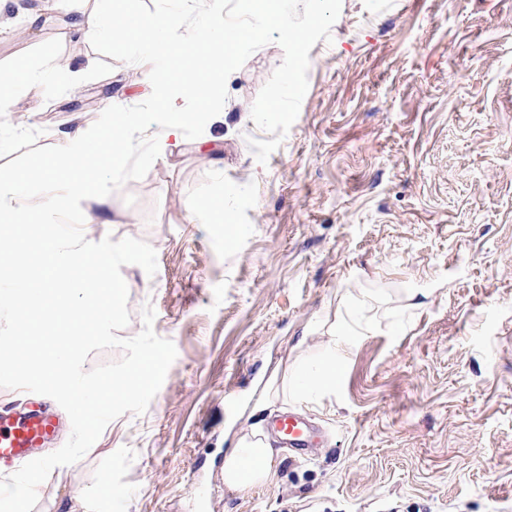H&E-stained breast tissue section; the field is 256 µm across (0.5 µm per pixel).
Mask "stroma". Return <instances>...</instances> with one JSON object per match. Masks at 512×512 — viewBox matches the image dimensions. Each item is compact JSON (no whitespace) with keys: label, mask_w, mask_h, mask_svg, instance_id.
Here are the masks:
<instances>
[{"label":"stroma","mask_w":512,"mask_h":512,"mask_svg":"<svg viewBox=\"0 0 512 512\" xmlns=\"http://www.w3.org/2000/svg\"><path fill=\"white\" fill-rule=\"evenodd\" d=\"M46 6L0 0V64L38 73L12 94L0 165L152 92L149 65L52 15L30 27ZM309 57L266 163L251 109L284 59L275 42L228 77L201 136L169 142L108 203L82 201L99 217L86 239L157 253L155 276L121 268L119 337L152 305L177 357L147 410L55 468L32 512H512V0H341ZM213 200L225 223L193 213ZM340 322L364 328L335 385L303 390L297 367L325 357ZM289 409L319 448L275 446L271 481L227 490L226 451Z\"/></svg>","instance_id":"stroma-1"}]
</instances>
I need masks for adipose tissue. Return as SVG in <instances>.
<instances>
[{
	"label": "adipose tissue",
	"mask_w": 512,
	"mask_h": 512,
	"mask_svg": "<svg viewBox=\"0 0 512 512\" xmlns=\"http://www.w3.org/2000/svg\"><path fill=\"white\" fill-rule=\"evenodd\" d=\"M69 33L89 41L105 39L123 46L131 38L146 40L156 55L175 59L158 82L159 111L169 109L170 100L182 98L194 106L193 113L170 118L163 123L161 138H169L175 130L193 119L194 113L210 111L215 98L211 78L196 66L201 43H208L216 59L233 64L238 42L229 38L223 25L209 20L196 29L183 28L179 12L144 17L135 14L117 15L103 7L92 13L67 21ZM277 461L270 445L260 435L243 438L224 458L223 479L228 490L268 483L276 473Z\"/></svg>",
	"instance_id": "ef3b65f1"
}]
</instances>
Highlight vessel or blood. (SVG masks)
<instances>
[{"label": "vessel or blood", "mask_w": 512, "mask_h": 512, "mask_svg": "<svg viewBox=\"0 0 512 512\" xmlns=\"http://www.w3.org/2000/svg\"><path fill=\"white\" fill-rule=\"evenodd\" d=\"M67 427V419L52 398L30 394L18 408L0 411V474L13 473L19 466L42 457ZM273 431L282 445L297 456L309 455L316 435L302 413L279 415Z\"/></svg>", "instance_id": "b4317fda"}]
</instances>
